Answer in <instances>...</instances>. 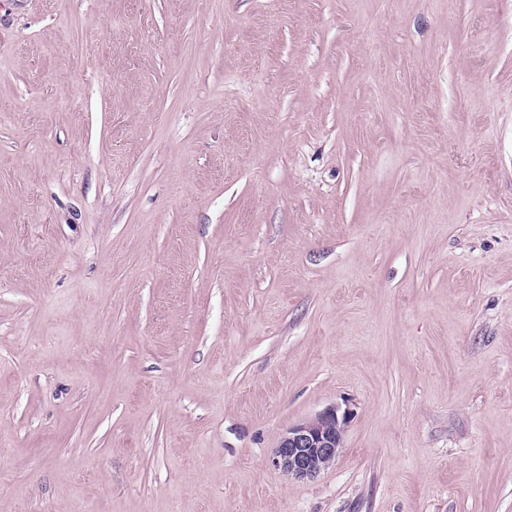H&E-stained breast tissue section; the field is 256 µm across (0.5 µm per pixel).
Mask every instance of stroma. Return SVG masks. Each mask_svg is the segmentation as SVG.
Segmentation results:
<instances>
[{
	"label": "stroma",
	"mask_w": 512,
	"mask_h": 512,
	"mask_svg": "<svg viewBox=\"0 0 512 512\" xmlns=\"http://www.w3.org/2000/svg\"><path fill=\"white\" fill-rule=\"evenodd\" d=\"M0 512H512V0H0ZM349 417L348 410L340 413L334 405L288 426L271 452V465L288 478L315 479L339 456Z\"/></svg>",
	"instance_id": "1"
}]
</instances>
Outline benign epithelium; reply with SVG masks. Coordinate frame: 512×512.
I'll use <instances>...</instances> for the list:
<instances>
[{
	"label": "benign epithelium",
	"instance_id": "benign-epithelium-1",
	"mask_svg": "<svg viewBox=\"0 0 512 512\" xmlns=\"http://www.w3.org/2000/svg\"><path fill=\"white\" fill-rule=\"evenodd\" d=\"M349 417V411L331 406L289 426L271 452V465L289 478L315 479L339 456Z\"/></svg>",
	"mask_w": 512,
	"mask_h": 512
}]
</instances>
